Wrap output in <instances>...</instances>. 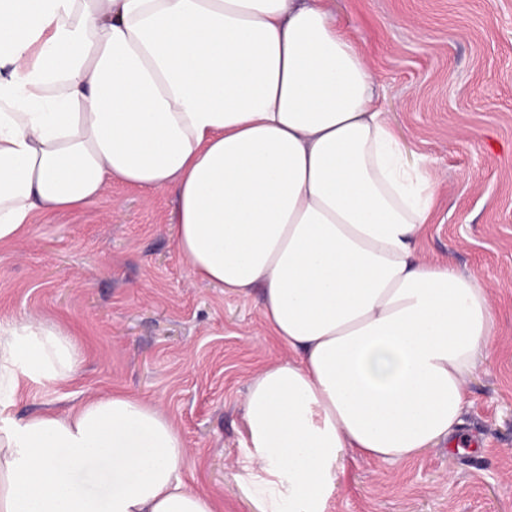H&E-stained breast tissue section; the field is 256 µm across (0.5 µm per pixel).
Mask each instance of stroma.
<instances>
[{"instance_id":"35a3bbf8","label":"stroma","mask_w":512,"mask_h":512,"mask_svg":"<svg viewBox=\"0 0 512 512\" xmlns=\"http://www.w3.org/2000/svg\"><path fill=\"white\" fill-rule=\"evenodd\" d=\"M370 63L404 161L441 174L419 254L490 286L498 330L468 384L460 440L402 467L345 457L331 512H512V0H332ZM170 193L105 187L0 245V319L75 335L76 381L28 385L14 414L115 389L179 427L184 478L223 512H258L241 420L252 377L289 352L267 336L260 292L192 278L164 226Z\"/></svg>"}]
</instances>
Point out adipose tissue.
Here are the masks:
<instances>
[{"mask_svg":"<svg viewBox=\"0 0 512 512\" xmlns=\"http://www.w3.org/2000/svg\"><path fill=\"white\" fill-rule=\"evenodd\" d=\"M401 155L326 0H0V245L113 181L175 191L193 277L260 289L291 352L243 405L265 512H329L346 455L398 467L457 443L495 313L489 287L417 257L441 175ZM81 364L63 328L0 320V512H220L153 403L12 418L24 386Z\"/></svg>","mask_w":512,"mask_h":512,"instance_id":"1","label":"adipose tissue"}]
</instances>
